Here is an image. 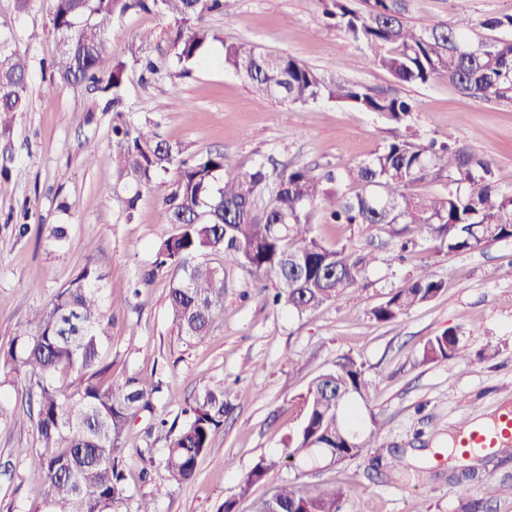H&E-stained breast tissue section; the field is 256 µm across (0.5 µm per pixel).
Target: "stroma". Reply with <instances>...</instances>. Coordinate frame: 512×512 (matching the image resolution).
I'll return each instance as SVG.
<instances>
[{"label":"stroma","mask_w":512,"mask_h":512,"mask_svg":"<svg viewBox=\"0 0 512 512\" xmlns=\"http://www.w3.org/2000/svg\"><path fill=\"white\" fill-rule=\"evenodd\" d=\"M512 14V0H409L411 24L457 25ZM205 25L221 38L188 74H180L161 14L114 16L106 41L126 61L130 78L123 114L107 112L97 92L46 88L61 44L51 20V0H0V54L28 61L27 107L0 131V347L30 333L28 319L45 307L85 264L105 273L104 294L118 303L112 325V379L137 372L163 383L158 414L174 419L205 384L223 382L231 412L202 456L195 481L179 484L156 469L140 476L139 448L162 449L147 418L132 424L123 466L126 492L151 499L157 512H237L281 484L340 482L354 492L343 512H512V445L471 463L468 490L462 468L448 452L459 427L512 405V240L471 252L451 253L420 239L397 260V240L363 225L324 223L331 245L355 244L372 260L355 288L303 316L267 304L275 284L248 270H225L224 318L199 341L178 336L168 311L171 275L160 271L140 296L128 290L150 268L154 248L171 230L165 220L166 178L142 189L134 215L127 193L113 188L112 125L154 124L162 138L190 154L224 151L246 168L306 165L342 170L367 159L395 134L454 135L460 147L494 163L500 188L512 191V106L462 96L445 80L400 85L384 69L366 66L362 49L327 25L320 0H229L225 13ZM249 42L298 59L324 79H344L374 92L419 101L407 123L321 99L292 106L256 95L248 81L220 63L224 42ZM158 72L141 79L142 61ZM93 164H86V155ZM63 224L67 238L50 239ZM422 274L444 283L433 301L392 322L371 311L388 293ZM468 331L471 357L424 361L426 341L448 328ZM363 362L371 382L368 406L375 435L361 455L333 464L290 457L286 438L301 421L298 396L307 383L343 355ZM0 512H34L37 487L26 473L40 451L36 428L23 413L25 396L0 373ZM29 456H18V449ZM403 467L388 472L390 452ZM262 457L281 464L247 496L239 485Z\"/></svg>","instance_id":"1"}]
</instances>
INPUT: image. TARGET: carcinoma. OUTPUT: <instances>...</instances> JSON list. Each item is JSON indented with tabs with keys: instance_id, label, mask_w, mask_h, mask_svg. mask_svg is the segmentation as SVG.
<instances>
[{
	"instance_id": "cac0c4a2",
	"label": "carcinoma",
	"mask_w": 512,
	"mask_h": 512,
	"mask_svg": "<svg viewBox=\"0 0 512 512\" xmlns=\"http://www.w3.org/2000/svg\"><path fill=\"white\" fill-rule=\"evenodd\" d=\"M407 0H323L324 16L362 46L368 63L402 84L443 79L460 94L512 105V39L474 37L476 27L512 31V15L477 24L416 27L405 20ZM227 0H52L53 28L62 51L52 67L61 84L97 90L105 107H122L128 67L110 56L105 35L116 15L161 13L171 16V50L187 66L201 60L205 46L220 40L202 24L211 12H224ZM224 67L242 76L253 92L288 104L327 98L401 124L418 103L399 94H376L340 80L325 81L288 54H273L248 42L224 44ZM27 62L19 54L0 58V129L26 108ZM447 140L411 134L388 141L371 158L344 172L317 174L307 166L283 169L271 177L264 163L249 169L224 152L184 157L149 124L112 128L117 182L136 187L126 200L132 217L141 194L160 176L173 173L164 199L166 223L173 230L156 245L153 267L135 283L137 296L158 271H175L168 308L172 325L188 340L205 336L224 314V267H248L277 284L273 302L303 315L354 288L370 263L353 245L330 246L311 223L323 209L332 224H365L397 234L426 236L450 252L471 251L512 238V192L492 180V161L453 147ZM442 181L445 190L421 194L418 184ZM357 187L351 194L344 183ZM210 255L222 256L215 264ZM105 275L92 261L61 288L28 323L34 334L0 349V368L23 374L28 405L36 407L40 448L27 477L41 491L36 512H122L128 496L124 457L131 424L153 410L160 383L139 373L106 381L113 308L101 295ZM444 283L423 274L390 292L372 310L379 322L399 319L435 299ZM423 360H465L468 343L450 328L428 339ZM353 396L365 403L370 382L364 363L344 355L313 379L300 396L302 421L290 437L292 454L329 450L339 463L360 455L367 440L351 432L365 423ZM229 404L224 383L205 385L171 426L161 465L178 483L196 478L200 458L224 428ZM279 465L262 457L239 486L243 497ZM350 487L280 485L256 501L255 512H341Z\"/></svg>"
}]
</instances>
